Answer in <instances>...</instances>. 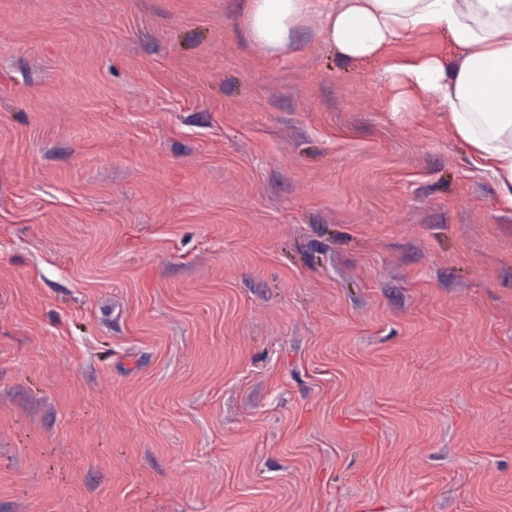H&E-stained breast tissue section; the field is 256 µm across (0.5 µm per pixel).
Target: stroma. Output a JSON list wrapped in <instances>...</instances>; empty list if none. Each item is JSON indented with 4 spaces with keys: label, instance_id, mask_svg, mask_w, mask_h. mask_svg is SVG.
Masks as SVG:
<instances>
[{
    "label": "stroma",
    "instance_id": "obj_1",
    "mask_svg": "<svg viewBox=\"0 0 512 512\" xmlns=\"http://www.w3.org/2000/svg\"><path fill=\"white\" fill-rule=\"evenodd\" d=\"M246 5L0 0V512H512V207Z\"/></svg>",
    "mask_w": 512,
    "mask_h": 512
}]
</instances>
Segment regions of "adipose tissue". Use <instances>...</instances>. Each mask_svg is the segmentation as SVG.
I'll return each mask as SVG.
<instances>
[{
    "label": "adipose tissue",
    "mask_w": 512,
    "mask_h": 512,
    "mask_svg": "<svg viewBox=\"0 0 512 512\" xmlns=\"http://www.w3.org/2000/svg\"><path fill=\"white\" fill-rule=\"evenodd\" d=\"M314 18L324 43L347 60L383 57L423 31L444 37L450 55L388 63L391 107L401 111L416 95L436 101L512 204V0H249L245 33L260 50L285 54Z\"/></svg>",
    "instance_id": "1"
}]
</instances>
